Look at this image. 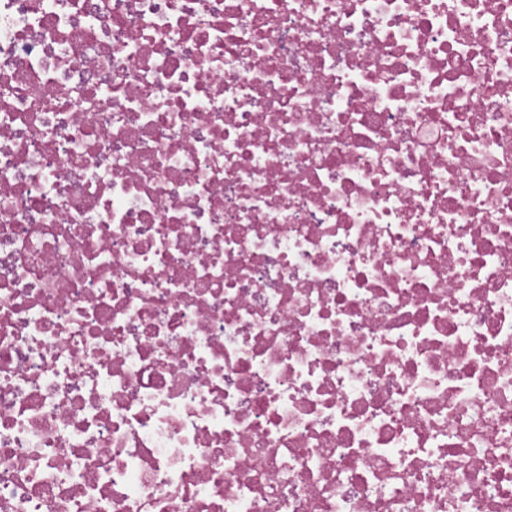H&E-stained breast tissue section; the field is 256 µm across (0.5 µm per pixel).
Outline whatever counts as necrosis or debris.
Masks as SVG:
<instances>
[{"mask_svg":"<svg viewBox=\"0 0 512 512\" xmlns=\"http://www.w3.org/2000/svg\"><path fill=\"white\" fill-rule=\"evenodd\" d=\"M0 512H512V0H0Z\"/></svg>","mask_w":512,"mask_h":512,"instance_id":"necrosis-or-debris-1","label":"necrosis or debris"}]
</instances>
